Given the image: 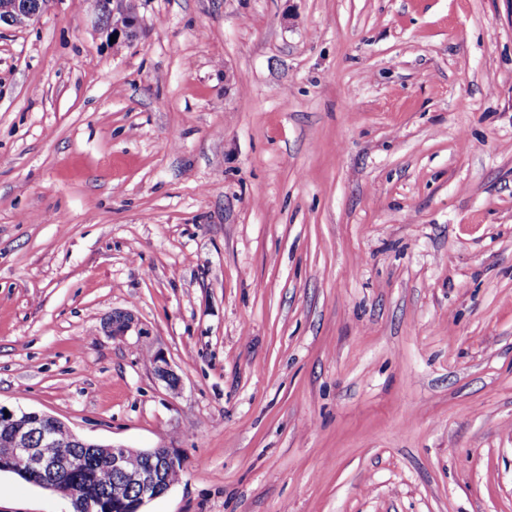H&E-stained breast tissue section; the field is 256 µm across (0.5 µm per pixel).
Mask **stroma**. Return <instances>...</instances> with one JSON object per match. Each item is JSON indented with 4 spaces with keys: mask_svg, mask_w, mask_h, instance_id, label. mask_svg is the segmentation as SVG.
<instances>
[{
    "mask_svg": "<svg viewBox=\"0 0 512 512\" xmlns=\"http://www.w3.org/2000/svg\"><path fill=\"white\" fill-rule=\"evenodd\" d=\"M138 15L0 24V406L177 451L147 512H512V0ZM104 331L113 338L125 336L132 329H137V323L129 313H112L104 320Z\"/></svg>",
    "mask_w": 512,
    "mask_h": 512,
    "instance_id": "1",
    "label": "stroma"
}]
</instances>
